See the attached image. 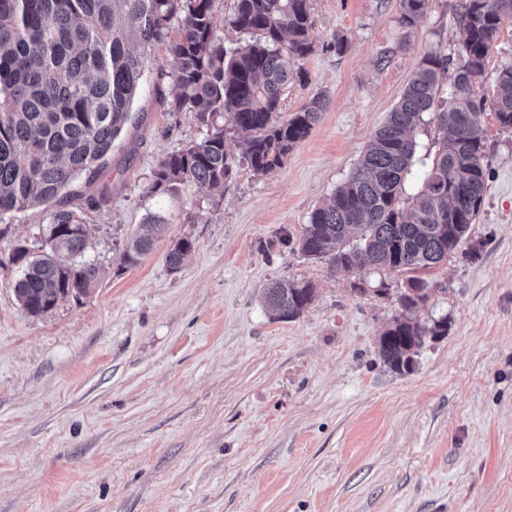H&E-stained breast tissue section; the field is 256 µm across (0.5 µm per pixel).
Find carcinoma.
I'll return each instance as SVG.
<instances>
[{
	"label": "carcinoma",
	"instance_id": "carcinoma-1",
	"mask_svg": "<svg viewBox=\"0 0 512 512\" xmlns=\"http://www.w3.org/2000/svg\"><path fill=\"white\" fill-rule=\"evenodd\" d=\"M427 2L401 0L402 23L414 25ZM459 15L464 39L448 97H440V78L450 58L429 53L298 241L301 253L327 260L336 272L368 266L412 274L398 297L401 314L378 341L380 358L397 372L412 367L424 337L448 333L445 318L430 325L415 320V309L431 294L416 273L448 259L480 213L485 136L477 116L488 108L500 127L512 129V68L497 75L491 96L479 89L512 0H462ZM224 23L250 41L224 46L214 0H0V216L58 202L49 213L47 250L34 256L18 246L12 253L21 265L14 293L28 314L42 316L70 296L85 295L98 279V265L86 258L94 231L85 209L97 207L106 193L80 204L71 186L81 177L97 180L128 121L143 75L135 47L165 46L179 89L170 110L207 127L202 140L159 162L155 193L224 186L235 158L225 150L220 116L245 134L241 158L261 175L281 167L318 123L326 108L319 95L279 115L283 87L302 76L299 61L312 52L308 0H234ZM430 121L445 137L417 175L416 136ZM415 177L419 188L403 196L405 180ZM151 248L149 237L131 240L123 263L137 265ZM191 249L189 240L177 241L169 267L178 269ZM314 297L311 283L288 278L263 292L265 305L284 320L299 317Z\"/></svg>",
	"mask_w": 512,
	"mask_h": 512
}]
</instances>
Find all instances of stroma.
<instances>
[{"mask_svg":"<svg viewBox=\"0 0 512 512\" xmlns=\"http://www.w3.org/2000/svg\"><path fill=\"white\" fill-rule=\"evenodd\" d=\"M461 0H309L313 52L281 94L290 114L327 107L272 173L235 167L223 191L150 192L159 161L207 130L167 102L164 47L144 52L141 92L86 212L100 267L88 294L28 315L16 246L42 247L47 207L0 221V512H512V131L490 111L484 204L446 262L420 322L447 318L411 372L378 355L407 274L330 271L297 246L346 181L431 52L456 56ZM344 37L348 49L333 47ZM512 67V17L483 90ZM158 217L159 227L148 225ZM153 247L134 267L128 241ZM193 248L179 269L165 256ZM288 277L315 297L275 319L264 288Z\"/></svg>","mask_w":512,"mask_h":512,"instance_id":"obj_1","label":"stroma"}]
</instances>
